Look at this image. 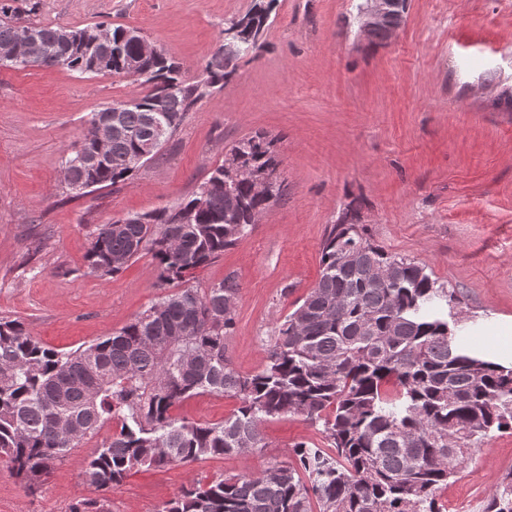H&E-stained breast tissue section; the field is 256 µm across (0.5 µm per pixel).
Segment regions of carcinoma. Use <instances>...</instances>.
Listing matches in <instances>:
<instances>
[{
  "instance_id": "obj_1",
  "label": "carcinoma",
  "mask_w": 512,
  "mask_h": 512,
  "mask_svg": "<svg viewBox=\"0 0 512 512\" xmlns=\"http://www.w3.org/2000/svg\"><path fill=\"white\" fill-rule=\"evenodd\" d=\"M278 0H253L224 23L237 30L240 57L265 48ZM0 0V45L29 34L37 67L122 74L140 64L149 92L121 112L92 114L118 126L103 159L88 170L79 151L65 156L70 182L115 186L134 176L142 139L162 121L169 136L212 90L235 74L239 57L215 50L194 83L163 52L144 56L136 29H68L17 25ZM163 102L164 111H156ZM276 139L257 132L230 151L255 173L277 168ZM269 198L245 180L213 168L198 190L172 208L101 224L87 254L88 274L120 273L142 251L157 261L158 280L178 290L158 298L112 335L58 352L42 346L17 319H0V462L29 488L81 441L115 423L87 462L88 485L101 499H80L70 512H108L104 494L135 469L195 463L208 457L254 454L266 447L262 422L296 413L320 422L324 445L299 443L294 460L256 474L197 481L162 512H442L438 492L472 460L491 430L512 429V366L470 351L450 309L455 292L424 267L375 244L349 210L330 225L317 285L277 327L267 364L239 373L226 354L235 325L238 283L208 288L180 283L244 236ZM378 267L389 270L383 282ZM240 400L231 417L195 423L173 415L200 394ZM318 510H313V506ZM485 512H512V471L502 475Z\"/></svg>"
}]
</instances>
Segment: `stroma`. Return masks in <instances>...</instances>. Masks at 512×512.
<instances>
[{
  "label": "stroma",
  "instance_id": "stroma-1",
  "mask_svg": "<svg viewBox=\"0 0 512 512\" xmlns=\"http://www.w3.org/2000/svg\"><path fill=\"white\" fill-rule=\"evenodd\" d=\"M363 0H279L258 57L202 99L153 160L124 183L78 196L61 162L92 113L146 94L124 75L0 67V318L44 347L72 351L112 335L154 303L156 261L142 251L119 274H88L98 225L190 197L238 139L276 137L283 196L190 286L236 280L227 355L261 371L276 326L317 284L326 231L345 209L377 245L456 291L455 317L477 353L512 321V0H408L397 34L371 42ZM252 0H15L14 23L139 29L200 80L224 22ZM238 399L200 394L174 413L231 416ZM321 424L264 421L265 448L139 470L108 493L110 512H161L194 481L292 462L295 443L323 444ZM95 440L57 462L36 491L0 464V512H69L98 493L84 481ZM512 470V430H493L438 496L444 512H484Z\"/></svg>",
  "mask_w": 512,
  "mask_h": 512
}]
</instances>
